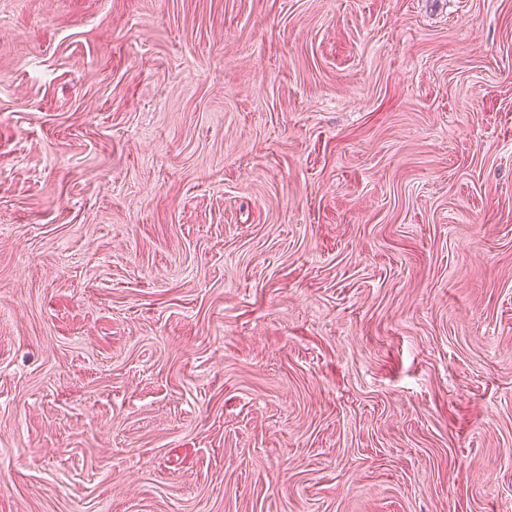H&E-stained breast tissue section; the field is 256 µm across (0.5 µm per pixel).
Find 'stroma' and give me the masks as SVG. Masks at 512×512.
Listing matches in <instances>:
<instances>
[{"label": "stroma", "mask_w": 512, "mask_h": 512, "mask_svg": "<svg viewBox=\"0 0 512 512\" xmlns=\"http://www.w3.org/2000/svg\"><path fill=\"white\" fill-rule=\"evenodd\" d=\"M0 512H512V0H0Z\"/></svg>", "instance_id": "1"}]
</instances>
